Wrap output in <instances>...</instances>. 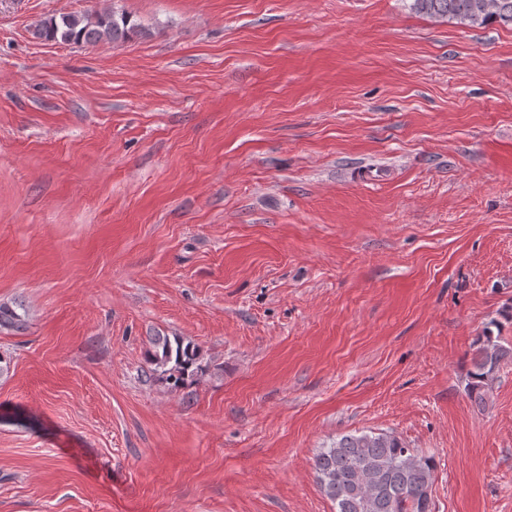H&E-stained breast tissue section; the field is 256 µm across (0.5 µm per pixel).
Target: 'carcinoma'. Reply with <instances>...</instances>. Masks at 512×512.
<instances>
[{"instance_id": "obj_1", "label": "carcinoma", "mask_w": 512, "mask_h": 512, "mask_svg": "<svg viewBox=\"0 0 512 512\" xmlns=\"http://www.w3.org/2000/svg\"><path fill=\"white\" fill-rule=\"evenodd\" d=\"M412 9L428 17L469 26H512V0H412ZM142 34L124 13H61L41 22L35 35L44 41L93 47L103 40L121 45ZM496 321L477 339L466 392L477 407L486 405L501 364L512 359V344L494 334ZM149 361L177 390L205 372L199 350L175 336H154ZM318 483L336 512H432V461L387 432L347 434L321 449L315 458Z\"/></svg>"}]
</instances>
